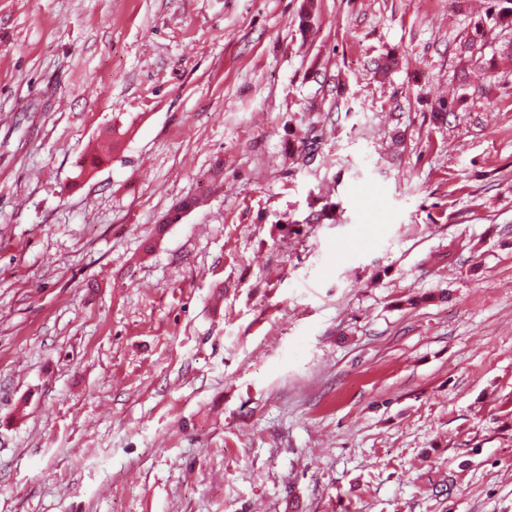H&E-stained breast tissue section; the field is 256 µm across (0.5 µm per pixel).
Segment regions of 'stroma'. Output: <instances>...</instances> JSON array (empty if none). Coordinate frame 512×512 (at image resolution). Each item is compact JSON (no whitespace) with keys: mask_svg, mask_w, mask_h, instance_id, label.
<instances>
[{"mask_svg":"<svg viewBox=\"0 0 512 512\" xmlns=\"http://www.w3.org/2000/svg\"><path fill=\"white\" fill-rule=\"evenodd\" d=\"M476 6L0 0V512H512Z\"/></svg>","mask_w":512,"mask_h":512,"instance_id":"35a3bbf8","label":"stroma"}]
</instances>
